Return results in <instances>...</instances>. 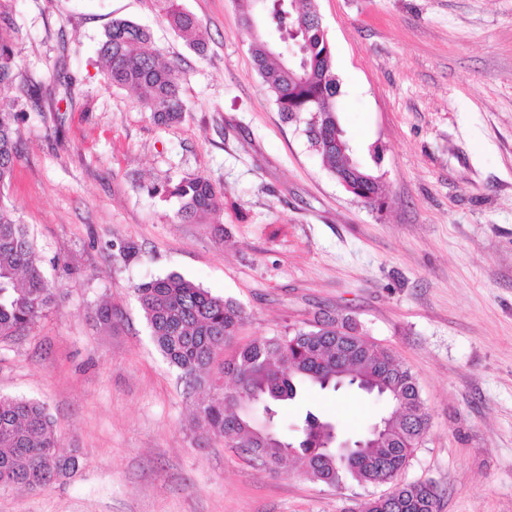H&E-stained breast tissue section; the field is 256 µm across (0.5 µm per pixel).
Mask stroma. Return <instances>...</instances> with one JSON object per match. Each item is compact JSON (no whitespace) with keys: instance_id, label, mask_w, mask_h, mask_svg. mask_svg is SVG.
Segmentation results:
<instances>
[{"instance_id":"35a3bbf8","label":"stroma","mask_w":512,"mask_h":512,"mask_svg":"<svg viewBox=\"0 0 512 512\" xmlns=\"http://www.w3.org/2000/svg\"><path fill=\"white\" fill-rule=\"evenodd\" d=\"M179 2L205 55L154 0H0L19 79L40 88L19 115L5 199L60 295L0 339V394L44 403L61 451L80 457L62 483L0 491V512H354L389 492L199 443L190 422L207 394L185 388L135 295L170 273L243 306L234 349L353 319L415 375L428 415L400 482L436 484L438 512H512V0H317L340 122L381 178L379 211L283 120L233 0ZM115 19L146 26L178 69L181 123H155L102 74L97 47ZM190 174L224 187L201 224L181 222L167 192ZM105 301L119 312L108 329ZM308 407L348 438L385 409L315 391L281 418Z\"/></svg>"}]
</instances>
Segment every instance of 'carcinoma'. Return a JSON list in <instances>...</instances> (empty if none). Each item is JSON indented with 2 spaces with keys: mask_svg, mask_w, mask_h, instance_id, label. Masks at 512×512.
Returning <instances> with one entry per match:
<instances>
[{
  "mask_svg": "<svg viewBox=\"0 0 512 512\" xmlns=\"http://www.w3.org/2000/svg\"><path fill=\"white\" fill-rule=\"evenodd\" d=\"M171 28L192 49L205 51L199 23L178 0H157ZM242 26L251 33L257 72L284 120L302 128L307 142L349 193L380 210L384 190L379 176L350 151L336 149L345 139L338 122L340 83L324 28L314 22L315 0H234ZM12 21L0 16V87L17 86L10 103H0V337L19 334L57 304L37 258L26 225L4 203L18 150L22 100L35 86L17 82ZM98 57L112 85L139 90V101L161 125L179 123L188 111L180 76L154 48L147 28L114 19L104 32ZM170 193L181 200L178 218L201 223L224 204V186L203 175L180 179ZM137 300L153 343L191 387H205L208 399L195 413L197 439L219 440L275 470L291 457L302 461L313 481L336 485L387 483L403 471L428 425L417 382L385 348L371 344L349 319H331L311 328L256 340L224 359V345L235 336L245 312L234 299L212 294L171 273L141 283ZM233 388L224 387V376ZM357 388L387 404L383 430L369 436L368 448L342 454L328 446V418L305 409L292 434L281 432L278 408L305 401L313 389L337 392ZM76 455L59 452L54 421L38 400L0 395V490H43L72 474ZM438 492L430 481L404 483L387 496H374L357 512H436Z\"/></svg>",
  "mask_w": 512,
  "mask_h": 512,
  "instance_id": "1",
  "label": "carcinoma"
}]
</instances>
